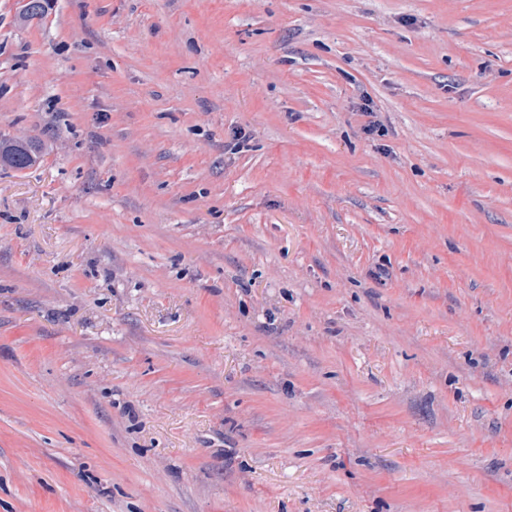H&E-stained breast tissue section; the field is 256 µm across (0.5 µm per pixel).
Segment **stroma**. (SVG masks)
I'll use <instances>...</instances> for the list:
<instances>
[{"label":"stroma","instance_id":"stroma-1","mask_svg":"<svg viewBox=\"0 0 512 512\" xmlns=\"http://www.w3.org/2000/svg\"><path fill=\"white\" fill-rule=\"evenodd\" d=\"M23 3L0 512H512V0ZM42 160L39 144L32 139L0 134V167L21 171Z\"/></svg>","mask_w":512,"mask_h":512}]
</instances>
